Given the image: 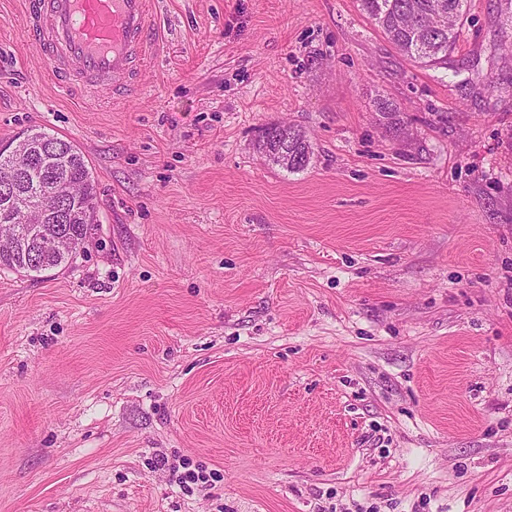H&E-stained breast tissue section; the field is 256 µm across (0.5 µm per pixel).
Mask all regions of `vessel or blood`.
Wrapping results in <instances>:
<instances>
[{
    "instance_id": "1",
    "label": "vessel or blood",
    "mask_w": 512,
    "mask_h": 512,
    "mask_svg": "<svg viewBox=\"0 0 512 512\" xmlns=\"http://www.w3.org/2000/svg\"><path fill=\"white\" fill-rule=\"evenodd\" d=\"M150 0H28L30 38L57 78L125 95L151 45Z\"/></svg>"
}]
</instances>
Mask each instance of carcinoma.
<instances>
[{
  "instance_id": "1",
  "label": "carcinoma",
  "mask_w": 512,
  "mask_h": 512,
  "mask_svg": "<svg viewBox=\"0 0 512 512\" xmlns=\"http://www.w3.org/2000/svg\"><path fill=\"white\" fill-rule=\"evenodd\" d=\"M361 9L380 28L387 40L408 59L424 67H447L448 56L454 49L457 32L465 15V0H359ZM35 137L48 138L51 148L45 157H37L25 174L23 190L32 194L52 193L57 202L68 204L71 212L67 222L47 221L48 234L67 232L78 245H83L93 231L87 221L89 211H95L97 197L92 172L82 152L70 141L43 131ZM280 141L279 125L262 130L259 148H275ZM292 162L290 170L306 167L311 145L299 131H293L288 141ZM73 254L58 253L48 248L22 250L4 247L0 250V266L41 275L66 267Z\"/></svg>"
}]
</instances>
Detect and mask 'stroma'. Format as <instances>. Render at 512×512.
<instances>
[{"label":"stroma","instance_id":"1","mask_svg":"<svg viewBox=\"0 0 512 512\" xmlns=\"http://www.w3.org/2000/svg\"><path fill=\"white\" fill-rule=\"evenodd\" d=\"M152 2L116 101L0 0V142L63 136L97 186L71 265L0 267V512H512V0L444 69L358 0ZM292 129L291 127H289ZM282 133L284 135V145L281 147L268 151L265 154L266 159L272 164L278 166H288L291 155L293 157L291 164L288 166L290 170H300L306 167L310 160L311 145L306 137L297 130L292 129L293 136L288 141V127L282 126Z\"/></svg>","mask_w":512,"mask_h":512}]
</instances>
